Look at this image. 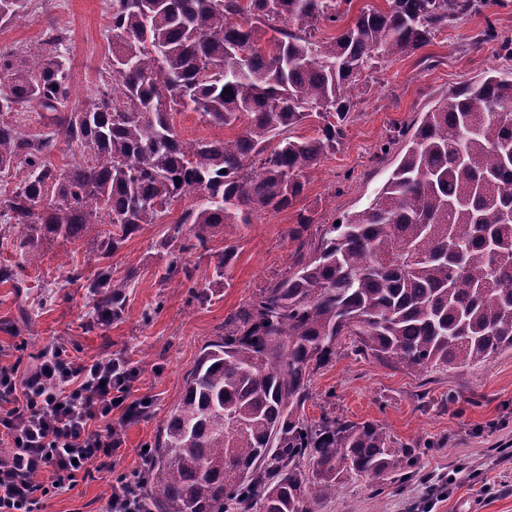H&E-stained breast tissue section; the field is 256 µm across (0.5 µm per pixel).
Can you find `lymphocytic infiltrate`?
<instances>
[{"instance_id": "f902f5d3", "label": "lymphocytic infiltrate", "mask_w": 512, "mask_h": 512, "mask_svg": "<svg viewBox=\"0 0 512 512\" xmlns=\"http://www.w3.org/2000/svg\"><path fill=\"white\" fill-rule=\"evenodd\" d=\"M135 368L120 358L82 360L53 345L35 368L22 359L0 365V512H41L46 498L78 478L103 473L101 458L122 447L120 429L132 410ZM104 512H146L137 492L138 472L103 473Z\"/></svg>"}]
</instances>
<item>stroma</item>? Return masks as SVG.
Here are the masks:
<instances>
[{
  "label": "stroma",
  "mask_w": 512,
  "mask_h": 512,
  "mask_svg": "<svg viewBox=\"0 0 512 512\" xmlns=\"http://www.w3.org/2000/svg\"><path fill=\"white\" fill-rule=\"evenodd\" d=\"M512 38V0H491L482 14L437 33L421 50L394 57L372 73L335 152L308 172L302 195L278 213L253 214L239 228L240 249L224 281L213 278L215 252L224 247L216 229L207 252L189 253L197 285L207 301L188 288L162 283L165 259L159 247L172 224H147L112 255L114 273H138L121 320L101 322L82 281H68L74 267L93 277L99 260L86 241L42 243L40 262L18 274L21 287L0 282V349L23 345L25 356L62 344L81 359L120 357L137 370L132 398L146 397L147 415L123 427L120 452L105 459L117 472L143 470L140 450L153 445L184 379L202 348L224 331V319L282 272L298 243L290 235L299 214L332 224L367 206L400 159L399 146H381L396 128L413 126L422 112L443 105L451 90L487 68L512 70L496 44L475 45L486 22ZM112 0H32L20 20L0 25V50H38L52 30L67 39L73 96H95L105 73ZM16 179L0 173V263L18 262L19 225L9 220ZM346 336L336 354L311 380L305 415L322 413L383 427L401 444L422 438L415 475L403 489L378 495L375 481L346 475L321 512H512V353L463 369L419 373L358 354ZM108 488L86 478L48 499L42 512H102Z\"/></svg>",
  "instance_id": "1"
}]
</instances>
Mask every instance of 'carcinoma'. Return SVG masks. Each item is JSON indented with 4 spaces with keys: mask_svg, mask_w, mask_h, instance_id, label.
<instances>
[{
    "mask_svg": "<svg viewBox=\"0 0 512 512\" xmlns=\"http://www.w3.org/2000/svg\"><path fill=\"white\" fill-rule=\"evenodd\" d=\"M29 2L0 0V22L23 17ZM386 2L327 41L318 33L352 0H112L107 79L69 112L60 111L71 99L62 37L37 55L0 51V112L34 102L56 126L29 139L0 120V172L21 174L9 202L21 265L58 238L85 239L108 258L190 195L161 247L162 280L192 281L182 255L209 250L219 225L249 224L301 196L306 173L344 138L364 72L487 6ZM491 42L512 57V39L489 23L474 44ZM183 110L241 131L185 140L174 125ZM311 120L315 136L294 135ZM59 135L90 158L51 166ZM401 141L370 204L319 225L202 349L139 478L148 512H318L345 472L407 479L412 449L382 427L304 419L312 375L342 336L421 373L512 350V72L450 91L413 133L398 131ZM237 253L224 238L217 278ZM133 278L105 266L88 284L101 319L122 317Z\"/></svg>",
    "mask_w": 512,
    "mask_h": 512,
    "instance_id": "1",
    "label": "carcinoma"
}]
</instances>
